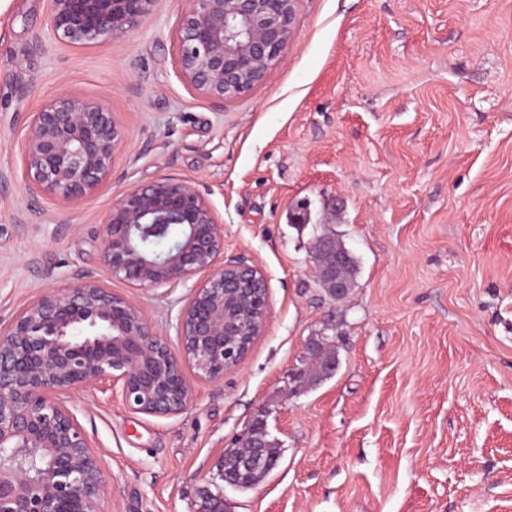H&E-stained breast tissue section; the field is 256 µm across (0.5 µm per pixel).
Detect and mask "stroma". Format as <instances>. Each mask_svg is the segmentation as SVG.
<instances>
[{
    "mask_svg": "<svg viewBox=\"0 0 512 512\" xmlns=\"http://www.w3.org/2000/svg\"><path fill=\"white\" fill-rule=\"evenodd\" d=\"M185 9L161 0L89 45L50 37L49 0L0 10V326L91 275L178 347L188 287L134 288L100 260L101 215L160 178L195 184L225 258L268 281L264 333L184 413H136L103 386L73 397L107 512H197L204 487L231 512H512V0H304L282 62L221 106L176 73ZM64 93L126 135L105 186L70 205L30 193L19 151ZM325 230L358 261L338 303L312 273ZM331 315L340 367L298 390ZM259 417L282 455L240 492L219 464Z\"/></svg>",
    "mask_w": 512,
    "mask_h": 512,
    "instance_id": "stroma-1",
    "label": "stroma"
}]
</instances>
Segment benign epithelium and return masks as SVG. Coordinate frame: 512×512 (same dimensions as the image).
<instances>
[{
  "label": "benign epithelium",
  "mask_w": 512,
  "mask_h": 512,
  "mask_svg": "<svg viewBox=\"0 0 512 512\" xmlns=\"http://www.w3.org/2000/svg\"><path fill=\"white\" fill-rule=\"evenodd\" d=\"M50 32L72 44L121 38L160 0H49ZM176 72L215 103L262 83L280 63L303 0H186ZM124 142L106 106L72 95L30 115L21 142L28 190L61 204L80 201L107 181ZM101 261L133 288L190 284L176 317L173 351L147 315L93 276L36 297L0 328V512H105L111 494L96 452L70 399L103 380L136 413L173 417L192 404L191 378L219 382L268 324V284L244 259L223 260L224 225L192 183L160 178L132 186L106 210ZM176 224L177 243L148 246ZM314 278L328 269L333 295L348 292L336 253L314 248ZM193 377H188V374ZM266 445L250 432L223 462L247 471Z\"/></svg>",
  "instance_id": "benign-epithelium-1"
}]
</instances>
